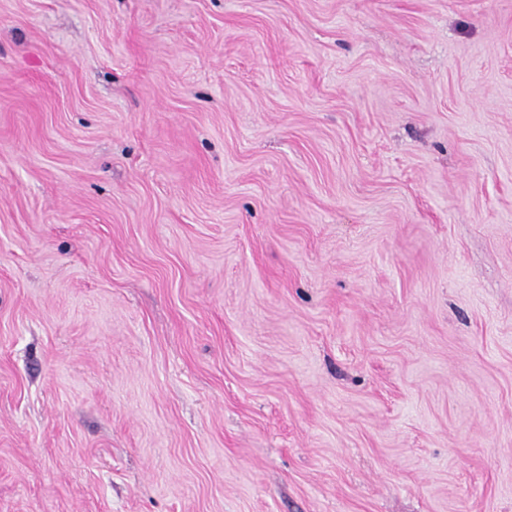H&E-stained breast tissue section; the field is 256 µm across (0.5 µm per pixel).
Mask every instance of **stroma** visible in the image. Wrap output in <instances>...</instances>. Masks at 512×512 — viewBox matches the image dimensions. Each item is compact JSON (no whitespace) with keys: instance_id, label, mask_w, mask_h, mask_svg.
Wrapping results in <instances>:
<instances>
[{"instance_id":"1","label":"stroma","mask_w":512,"mask_h":512,"mask_svg":"<svg viewBox=\"0 0 512 512\" xmlns=\"http://www.w3.org/2000/svg\"><path fill=\"white\" fill-rule=\"evenodd\" d=\"M0 512H512V0H0Z\"/></svg>"}]
</instances>
